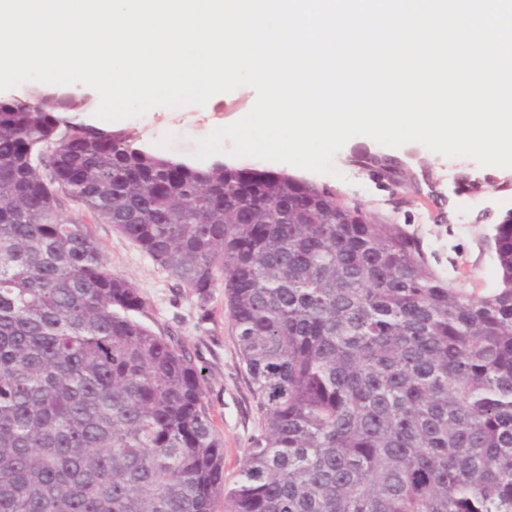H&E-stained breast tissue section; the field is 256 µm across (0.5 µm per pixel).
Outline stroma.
<instances>
[{"label": "stroma", "instance_id": "obj_1", "mask_svg": "<svg viewBox=\"0 0 512 512\" xmlns=\"http://www.w3.org/2000/svg\"><path fill=\"white\" fill-rule=\"evenodd\" d=\"M256 98L253 88H238L212 96L202 107H155L143 116L112 122L111 127L162 157L188 159L197 139L242 118ZM369 153L397 158L407 173L405 184L378 181L353 163V156ZM236 165L336 191L345 201L421 232L431 265L458 287L483 291L495 284L496 265L488 239L494 225L512 209V168L483 167L470 158L449 159L416 142L391 148L365 136L350 139L334 154L330 174L252 157L237 159ZM61 213L65 219L90 225L109 268L130 278L148 298L143 322L155 332L179 337L199 354L214 423L224 437V480L233 483L248 439L260 427V413L224 309L223 291L214 292V319L199 321L193 298L177 291L167 272L134 242L112 225L94 221L76 202H65Z\"/></svg>", "mask_w": 512, "mask_h": 512}]
</instances>
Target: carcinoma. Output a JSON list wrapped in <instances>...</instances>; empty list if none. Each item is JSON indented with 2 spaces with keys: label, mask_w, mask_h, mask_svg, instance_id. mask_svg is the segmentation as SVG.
Segmentation results:
<instances>
[{
  "label": "carcinoma",
  "mask_w": 512,
  "mask_h": 512,
  "mask_svg": "<svg viewBox=\"0 0 512 512\" xmlns=\"http://www.w3.org/2000/svg\"><path fill=\"white\" fill-rule=\"evenodd\" d=\"M84 109L0 99V512H512V212L476 293L331 190L63 118ZM66 198L199 321L224 290L263 417L232 486L198 355Z\"/></svg>",
  "instance_id": "carcinoma-1"
}]
</instances>
